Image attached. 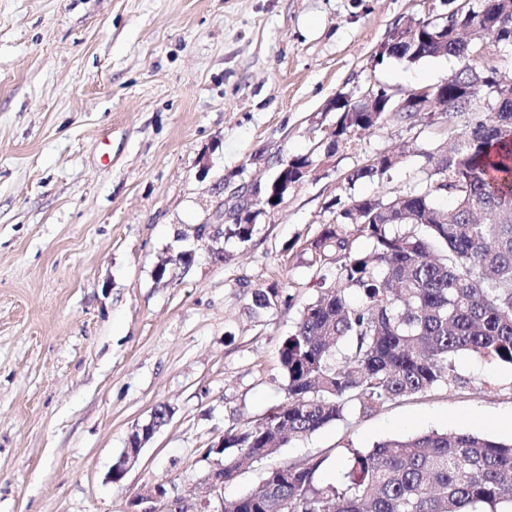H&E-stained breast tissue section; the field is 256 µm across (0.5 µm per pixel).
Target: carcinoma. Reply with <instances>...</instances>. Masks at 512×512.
<instances>
[{
  "instance_id": "obj_1",
  "label": "carcinoma",
  "mask_w": 512,
  "mask_h": 512,
  "mask_svg": "<svg viewBox=\"0 0 512 512\" xmlns=\"http://www.w3.org/2000/svg\"><path fill=\"white\" fill-rule=\"evenodd\" d=\"M512 46V0H461L429 22L408 18L390 29L384 56L409 62L452 56L461 63L438 102L457 143L443 164L426 155V185L392 198L350 197L311 243L317 298L281 344L286 399L264 420L224 436L247 459L276 455L350 414L464 383L454 356L470 352L512 365V84L497 65ZM376 98L344 102L336 145L412 112L391 100L414 91L371 86ZM373 107L360 112L359 107ZM463 119L458 125L454 119ZM394 168L364 165L346 177L382 178ZM448 197L447 209L435 203ZM250 213L225 234L251 240ZM360 237L369 252L355 249ZM361 296L353 304L349 294ZM275 288L255 293L258 309L278 305ZM344 481L319 485L324 460L286 464L224 512H512V445L470 433L431 432L350 450Z\"/></svg>"
}]
</instances>
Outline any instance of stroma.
<instances>
[{"instance_id": "35a3bbf8", "label": "stroma", "mask_w": 512, "mask_h": 512, "mask_svg": "<svg viewBox=\"0 0 512 512\" xmlns=\"http://www.w3.org/2000/svg\"><path fill=\"white\" fill-rule=\"evenodd\" d=\"M450 0H0V512H224L274 465L437 430L512 441V366L455 357L459 388L385 403L242 465L206 490L213 448L285 397L279 349L317 296L309 244L337 199L425 184L448 126L361 134L277 210L254 205L250 242L198 240L281 161L337 121L331 98L433 86L459 63L374 54L407 18ZM382 179L345 178L380 153ZM189 265L176 263L179 252ZM164 277H157L159 265ZM285 303L256 310L257 291ZM169 420L122 483L107 479L158 406Z\"/></svg>"}]
</instances>
